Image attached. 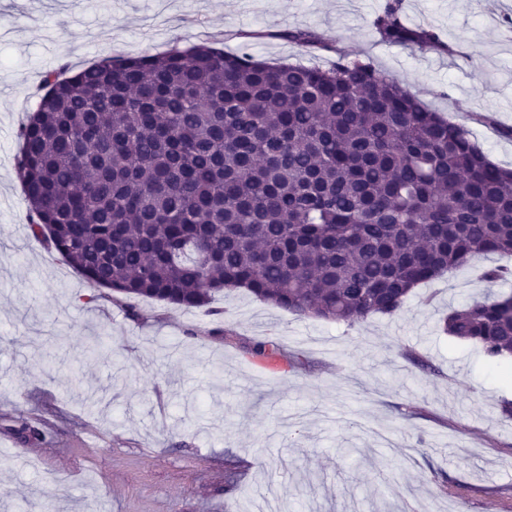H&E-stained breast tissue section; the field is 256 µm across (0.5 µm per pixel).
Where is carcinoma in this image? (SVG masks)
<instances>
[{"instance_id": "1", "label": "carcinoma", "mask_w": 512, "mask_h": 512, "mask_svg": "<svg viewBox=\"0 0 512 512\" xmlns=\"http://www.w3.org/2000/svg\"><path fill=\"white\" fill-rule=\"evenodd\" d=\"M392 0L382 40L448 54ZM292 42L334 47L312 30ZM18 129L28 232L107 297L210 305L243 289L299 317L400 315L413 290L512 255V169L370 62L271 65L207 45L43 81ZM443 333L512 355V296Z\"/></svg>"}]
</instances>
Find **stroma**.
Masks as SVG:
<instances>
[{"mask_svg": "<svg viewBox=\"0 0 512 512\" xmlns=\"http://www.w3.org/2000/svg\"><path fill=\"white\" fill-rule=\"evenodd\" d=\"M388 0H0V512H497L512 489V360L437 329L492 292V255L415 289L404 312L350 326L301 318L245 291L213 316L98 297L27 235L16 131L46 72L105 56L212 44L270 63L368 60L512 168V0H401L408 26L456 55L382 42ZM312 29L331 50L285 31ZM254 32L251 40L241 39ZM100 339L97 358L84 342ZM279 345L276 371L252 356ZM47 419L45 444L16 419ZM301 433L288 438L290 426ZM478 491L450 496L448 484Z\"/></svg>", "mask_w": 512, "mask_h": 512, "instance_id": "35a3bbf8", "label": "stroma"}]
</instances>
